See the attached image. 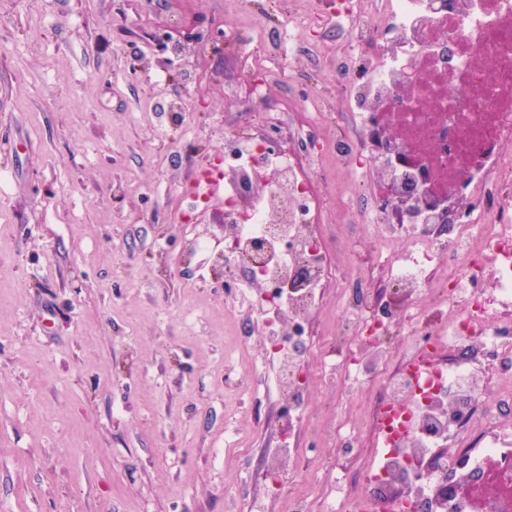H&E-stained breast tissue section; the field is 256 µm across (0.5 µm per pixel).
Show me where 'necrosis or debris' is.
<instances>
[{
  "label": "necrosis or debris",
  "instance_id": "necrosis-or-debris-1",
  "mask_svg": "<svg viewBox=\"0 0 512 512\" xmlns=\"http://www.w3.org/2000/svg\"><path fill=\"white\" fill-rule=\"evenodd\" d=\"M335 17L346 40L330 65L360 137L319 140L323 111L285 149L225 133L224 250L209 265L225 304L257 311L249 330L277 363L253 366L254 402L272 390L310 419L313 369L337 390L374 393V452L350 471L361 432L337 418L335 483L315 500L290 494L287 512H428L441 497L446 512H512V0H342ZM395 119L398 146L373 149L369 134ZM330 169L349 176L337 194L369 195L344 222L370 227L391 295L331 260ZM407 185L400 219L382 199ZM447 211L460 219L445 231ZM332 284L343 331L310 340Z\"/></svg>",
  "mask_w": 512,
  "mask_h": 512
}]
</instances>
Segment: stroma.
<instances>
[{
    "mask_svg": "<svg viewBox=\"0 0 512 512\" xmlns=\"http://www.w3.org/2000/svg\"><path fill=\"white\" fill-rule=\"evenodd\" d=\"M0 0V512H225L242 472L227 430L252 449V490L285 427L268 396L247 408L246 363L224 359L254 316L224 307L208 252L223 249L220 199L185 219L183 187L216 157L212 136L252 128L259 113L288 115V89L249 93L237 55L200 51L191 35L229 30L248 16L266 37L295 0ZM182 43L175 68L156 41ZM261 65L285 69L332 112L323 136L351 129L330 69L301 52ZM181 100L178 125L147 107ZM204 251L183 256L190 241ZM379 245L354 225L334 251L343 270L365 267L373 291L389 288ZM323 416L367 422V395L312 383ZM310 483L336 474L327 425H294ZM320 447H312L313 439Z\"/></svg>",
    "mask_w": 512,
    "mask_h": 512,
    "instance_id": "stroma-1",
    "label": "stroma"
}]
</instances>
